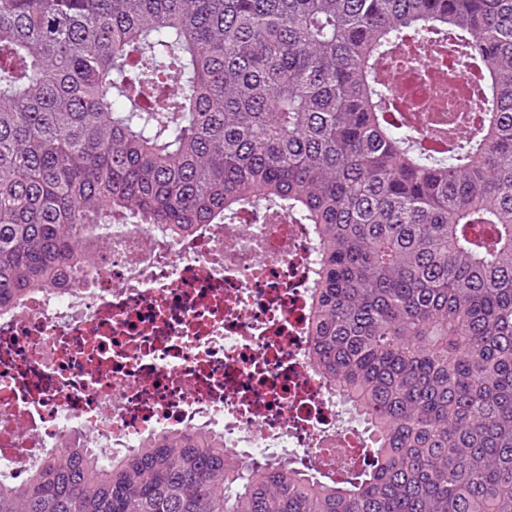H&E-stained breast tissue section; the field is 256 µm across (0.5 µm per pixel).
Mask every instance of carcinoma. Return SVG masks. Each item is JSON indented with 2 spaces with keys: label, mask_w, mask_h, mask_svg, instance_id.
<instances>
[{
  "label": "carcinoma",
  "mask_w": 512,
  "mask_h": 512,
  "mask_svg": "<svg viewBox=\"0 0 512 512\" xmlns=\"http://www.w3.org/2000/svg\"><path fill=\"white\" fill-rule=\"evenodd\" d=\"M466 51L440 157L396 49ZM311 225V367L371 466L307 479L168 430L64 438L0 512H512V0H0V309L84 280L112 220Z\"/></svg>",
  "instance_id": "obj_1"
}]
</instances>
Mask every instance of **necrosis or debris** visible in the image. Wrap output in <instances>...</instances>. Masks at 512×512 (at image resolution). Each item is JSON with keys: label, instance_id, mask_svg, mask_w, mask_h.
Segmentation results:
<instances>
[{"label": "necrosis or debris", "instance_id": "necrosis-or-debris-1", "mask_svg": "<svg viewBox=\"0 0 512 512\" xmlns=\"http://www.w3.org/2000/svg\"><path fill=\"white\" fill-rule=\"evenodd\" d=\"M469 78L430 53L393 82L404 112L434 111L450 81L475 112ZM315 262L309 225L273 207L174 242L154 224L113 225L86 281L0 311V463L16 479L66 437L118 455L163 429H215L252 458L286 447L334 475L368 464L309 365Z\"/></svg>", "mask_w": 512, "mask_h": 512}]
</instances>
